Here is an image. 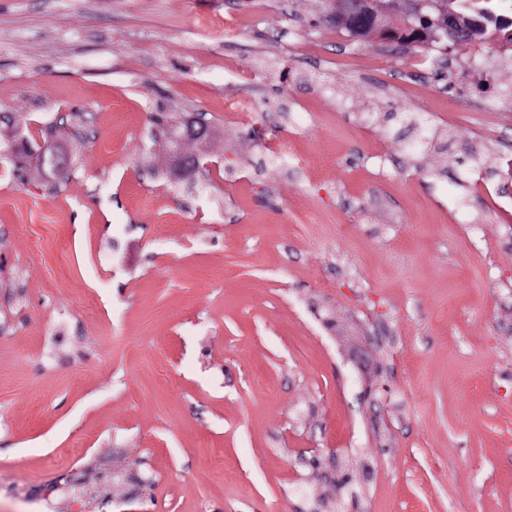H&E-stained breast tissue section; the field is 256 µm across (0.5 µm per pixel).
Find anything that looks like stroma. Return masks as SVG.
<instances>
[{"mask_svg": "<svg viewBox=\"0 0 512 512\" xmlns=\"http://www.w3.org/2000/svg\"><path fill=\"white\" fill-rule=\"evenodd\" d=\"M329 13L0 0V512H512V51Z\"/></svg>", "mask_w": 512, "mask_h": 512, "instance_id": "stroma-1", "label": "stroma"}]
</instances>
